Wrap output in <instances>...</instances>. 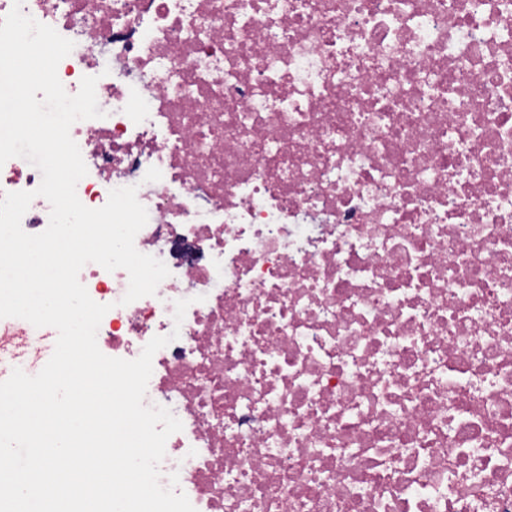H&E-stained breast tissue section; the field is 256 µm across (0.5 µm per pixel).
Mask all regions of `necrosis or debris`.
<instances>
[{"mask_svg": "<svg viewBox=\"0 0 512 512\" xmlns=\"http://www.w3.org/2000/svg\"><path fill=\"white\" fill-rule=\"evenodd\" d=\"M73 41L96 209L133 186L155 295L86 264L103 354L196 512H512V0H23ZM190 299L182 324L174 303ZM48 328L0 318V375Z\"/></svg>", "mask_w": 512, "mask_h": 512, "instance_id": "obj_1", "label": "necrosis or debris"}]
</instances>
